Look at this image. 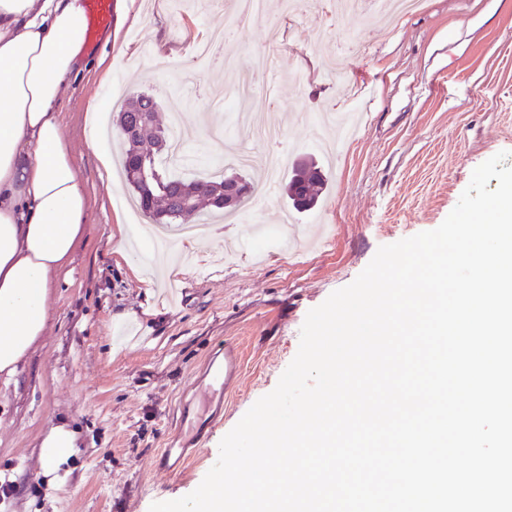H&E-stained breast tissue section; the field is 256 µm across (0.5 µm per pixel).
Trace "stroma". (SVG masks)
<instances>
[{"label": "stroma", "mask_w": 512, "mask_h": 512, "mask_svg": "<svg viewBox=\"0 0 512 512\" xmlns=\"http://www.w3.org/2000/svg\"><path fill=\"white\" fill-rule=\"evenodd\" d=\"M279 3L242 20L229 0H134L141 22L88 50L58 107L87 187L86 233L70 279L49 299L43 340L16 382L0 386V475L18 488L0 512H149L193 492L221 439L276 387L307 313L352 283L380 246L437 228L481 163L505 151L512 166V0H424L386 24L351 17L348 28L368 45L361 57L343 55L330 14L289 17ZM217 29L272 60L230 107V71L207 67L191 88L176 85ZM136 91L156 98L163 125L184 112V178L218 176L242 149L282 155L262 211L244 203L222 224L225 238L245 244L234 256L204 237L180 249L171 272L151 263L154 224L127 183L107 187L86 147L89 114L119 110ZM203 125L222 135L223 152L199 146ZM304 159L325 165L328 184L313 211L295 213L284 186ZM120 223L131 232L123 253L110 237ZM228 339L240 346L242 374L223 417L186 468L155 470L193 369ZM58 424L77 433L60 488L40 460L42 437Z\"/></svg>", "instance_id": "stroma-1"}]
</instances>
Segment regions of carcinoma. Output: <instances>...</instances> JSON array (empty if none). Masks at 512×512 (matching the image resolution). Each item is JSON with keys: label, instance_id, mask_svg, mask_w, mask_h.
I'll list each match as a JSON object with an SVG mask.
<instances>
[{"label": "carcinoma", "instance_id": "obj_1", "mask_svg": "<svg viewBox=\"0 0 512 512\" xmlns=\"http://www.w3.org/2000/svg\"><path fill=\"white\" fill-rule=\"evenodd\" d=\"M158 108V102L151 94L136 92L129 95L116 117L115 124L118 125L122 122L137 121L141 113L150 114V121L147 126L141 128L140 136L129 138L123 134L120 135V138L127 144L123 161L127 174L130 173L132 162L138 159L143 152L146 151L151 155L150 162L157 167L173 151L174 132L160 126L157 120ZM171 182L172 188L166 191L161 190L151 180L142 181L134 186L141 210L154 224H174L189 215L196 214L203 207L213 205L215 193L224 190V179L222 178L200 182L196 179L188 181L173 175ZM326 185V176L321 168L313 164L307 171L293 170V175L286 184L285 193L292 202L293 208L303 212L317 203ZM185 191L195 194L193 205L186 212L178 203L179 197ZM162 213L169 214V217L159 218Z\"/></svg>", "mask_w": 512, "mask_h": 512}]
</instances>
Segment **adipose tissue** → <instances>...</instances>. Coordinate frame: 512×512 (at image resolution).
Masks as SVG:
<instances>
[{"label":"adipose tissue","mask_w":512,"mask_h":512,"mask_svg":"<svg viewBox=\"0 0 512 512\" xmlns=\"http://www.w3.org/2000/svg\"><path fill=\"white\" fill-rule=\"evenodd\" d=\"M83 0H0V382L15 381L47 326L88 212L57 106L87 64ZM76 435L56 425L41 456L56 484Z\"/></svg>","instance_id":"adipose-tissue-1"}]
</instances>
